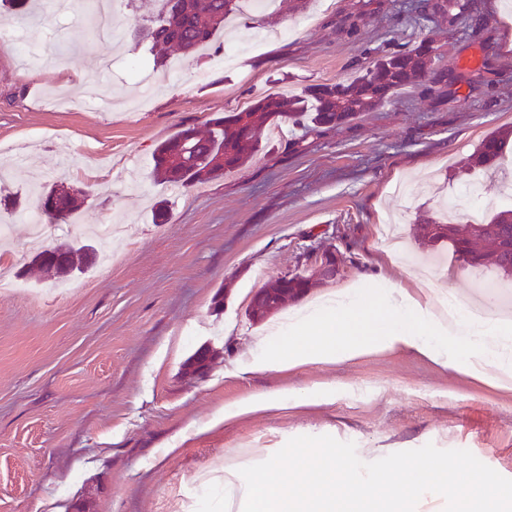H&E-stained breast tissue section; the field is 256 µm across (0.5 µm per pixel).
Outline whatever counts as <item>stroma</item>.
<instances>
[{"label": "stroma", "mask_w": 512, "mask_h": 512, "mask_svg": "<svg viewBox=\"0 0 512 512\" xmlns=\"http://www.w3.org/2000/svg\"><path fill=\"white\" fill-rule=\"evenodd\" d=\"M30 36L62 66L21 68L0 48V146L24 162L0 187V261L22 292L0 297V512H213L224 486L209 481L233 450L264 448L296 468L300 448L335 450L364 481L420 460L485 484H512V388L482 382L402 347L282 371L251 367L261 325L245 311L263 280L301 266L314 234L343 270L324 294L385 281L416 289L420 268L464 302H486L494 272L463 267L442 245L415 239L419 217L465 223L475 205L503 206L512 146L491 169L456 175L491 131L512 125V0H470L456 26L414 12L417 0H310L305 11L239 14L195 56L172 53L156 91L131 29L96 35L85 0L68 11L38 0ZM356 16V34L340 22ZM436 41L447 87L409 88L328 132L282 123L241 169L177 189L153 181L155 145L184 123L206 132L217 114L259 96L301 95L351 79L383 54ZM235 44L234 64L223 45ZM110 71H102L103 60ZM66 177L87 202L50 227L44 247L83 226L111 223L97 252L110 267L69 277L67 294L30 267L25 216L38 188ZM166 203L168 223L154 221ZM222 306H215L216 295ZM217 352L201 375L183 365ZM276 391L316 400L217 421L219 412Z\"/></svg>", "instance_id": "1"}]
</instances>
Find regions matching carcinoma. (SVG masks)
Listing matches in <instances>:
<instances>
[{
	"label": "carcinoma",
	"mask_w": 512,
	"mask_h": 512,
	"mask_svg": "<svg viewBox=\"0 0 512 512\" xmlns=\"http://www.w3.org/2000/svg\"><path fill=\"white\" fill-rule=\"evenodd\" d=\"M15 18H37V0H7ZM422 12H432L454 23L467 13L468 0H424ZM239 11V0H159L156 13L134 19V29L147 40L149 51L162 63L170 50L189 56L213 43L224 31L225 21ZM438 58L437 47L427 39L408 50L388 52L364 73L347 80L308 87L302 95L284 99L266 94L249 106L208 120V132L202 136L195 127L184 124L160 141L152 152V176L155 180L182 188L224 175L245 166L259 151L264 130L273 123L299 122L316 132L333 129L353 121L394 97L401 90L421 84L431 73ZM512 130L484 138L477 150L464 161L468 172L486 170L495 165ZM85 199L63 189V183L44 187L40 212L43 220L60 223L84 205ZM418 240L423 244L448 242L453 252L473 268L491 266L498 277L512 278V208H502L478 224H451L433 218L422 219ZM91 244L63 241L59 247L38 252L31 266L45 279H65L83 273L95 262ZM322 284L309 274L295 276L269 301L253 307L248 319L262 323L292 300L296 292L304 294Z\"/></svg>",
	"instance_id": "carcinoma-1"
}]
</instances>
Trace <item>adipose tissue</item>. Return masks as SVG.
<instances>
[{
	"instance_id": "adipose-tissue-1",
	"label": "adipose tissue",
	"mask_w": 512,
	"mask_h": 512,
	"mask_svg": "<svg viewBox=\"0 0 512 512\" xmlns=\"http://www.w3.org/2000/svg\"><path fill=\"white\" fill-rule=\"evenodd\" d=\"M378 344L409 348L491 381L512 372V321L468 306L462 317L451 320L407 290L388 285L377 290L350 286L287 311L257 341L254 364L274 370L347 361ZM222 479L224 512H358L359 504L384 496L410 502L425 492L462 503L465 512H481L483 504L464 492V479L440 465L388 469L359 484L336 453L315 450L289 472L271 453L239 450L229 454Z\"/></svg>"
}]
</instances>
